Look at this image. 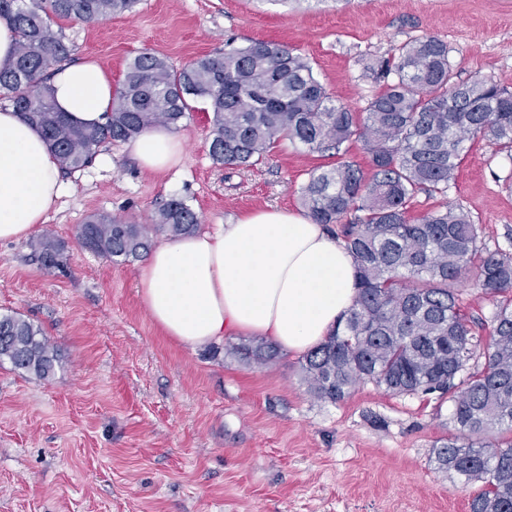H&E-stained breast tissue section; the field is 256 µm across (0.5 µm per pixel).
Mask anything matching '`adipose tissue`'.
Listing matches in <instances>:
<instances>
[{"label": "adipose tissue", "mask_w": 512, "mask_h": 512, "mask_svg": "<svg viewBox=\"0 0 512 512\" xmlns=\"http://www.w3.org/2000/svg\"><path fill=\"white\" fill-rule=\"evenodd\" d=\"M57 106L79 125L104 123L114 98L100 65L54 73ZM128 148L142 170L181 163L177 135L150 129ZM60 196L59 165L40 131L0 110V240L19 241L45 222ZM139 296L165 336L188 347L224 336H258L284 352L321 343L356 296V271L323 225L285 210H259L215 231L166 241L149 255Z\"/></svg>", "instance_id": "ef3b65f1"}]
</instances>
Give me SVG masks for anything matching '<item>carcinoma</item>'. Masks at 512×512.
Masks as SVG:
<instances>
[{"mask_svg": "<svg viewBox=\"0 0 512 512\" xmlns=\"http://www.w3.org/2000/svg\"><path fill=\"white\" fill-rule=\"evenodd\" d=\"M138 0H0V18L18 35L14 63L0 70V91L45 138L61 169L79 171L99 148L133 139L154 127L175 128L204 101L213 112L210 155L230 169L254 167L282 140L338 156L359 141L371 162L365 177L351 161L311 173L301 188L307 215L336 225L352 256L358 298L332 333L302 359L307 391L338 403L359 384L392 395H435L454 402L455 433L435 450L438 468L482 488L470 512H512V254L479 245L478 226L448 206L449 183L481 136L512 157V92L482 78L454 80L448 45L425 35L387 58L365 65L380 86L361 112L329 93L310 62L267 40L227 44L180 69L144 51L127 64L107 121L79 126L56 108L49 70L69 49L55 18L105 21L131 11ZM421 193L440 198L413 218ZM355 210L359 215L347 220ZM197 213L180 198L158 209L151 225L93 215L78 228L88 251L128 262L152 247L149 230L178 238L197 230ZM32 259L60 264L63 246L43 235ZM475 277L495 302L489 336L477 351L473 326L451 285ZM247 363L274 359L277 348L255 340L231 348ZM46 380L57 350L43 330L15 315H0V362Z\"/></svg>", "mask_w": 512, "mask_h": 512, "instance_id": "cac0c4a2", "label": "carcinoma"}]
</instances>
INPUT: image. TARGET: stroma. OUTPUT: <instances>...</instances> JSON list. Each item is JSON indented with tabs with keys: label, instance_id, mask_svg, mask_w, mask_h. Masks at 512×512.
Returning <instances> with one entry per match:
<instances>
[{
	"label": "stroma",
	"instance_id": "obj_1",
	"mask_svg": "<svg viewBox=\"0 0 512 512\" xmlns=\"http://www.w3.org/2000/svg\"><path fill=\"white\" fill-rule=\"evenodd\" d=\"M55 26L71 61L98 63L116 88L139 52L179 68L260 39L308 58L329 93L360 108L379 89L365 63L433 35L457 81L512 91V0H139ZM212 119L199 101L181 120L177 168L143 171L115 142L64 173L38 227L63 243L60 266L34 263L29 241L0 240V315L40 326L59 356L46 380L0 365V512H469L476 486L433 462L453 431L451 400L366 383L334 404L309 395L301 355L248 364L230 352L237 336L181 346L141 303L142 260L112 263L80 244L87 217L146 224L173 197L205 228L303 212L300 188L326 157L284 140L264 163L229 170L209 154ZM448 203L484 247L512 253V157L471 140Z\"/></svg>",
	"mask_w": 512,
	"mask_h": 512
}]
</instances>
